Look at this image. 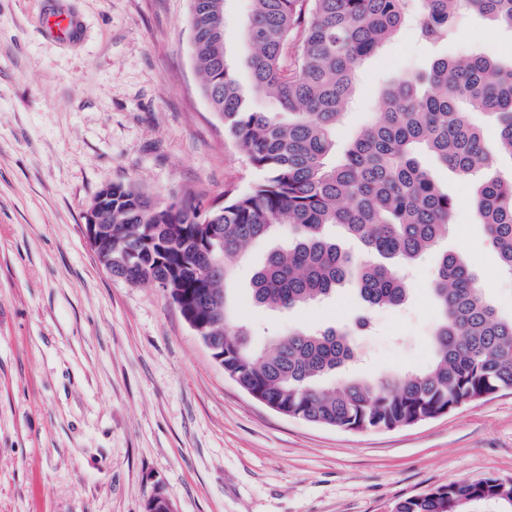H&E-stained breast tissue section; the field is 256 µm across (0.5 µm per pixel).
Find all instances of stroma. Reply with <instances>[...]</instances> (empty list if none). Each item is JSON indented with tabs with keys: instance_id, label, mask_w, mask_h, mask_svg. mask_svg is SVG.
Masks as SVG:
<instances>
[{
	"instance_id": "stroma-1",
	"label": "stroma",
	"mask_w": 512,
	"mask_h": 512,
	"mask_svg": "<svg viewBox=\"0 0 512 512\" xmlns=\"http://www.w3.org/2000/svg\"><path fill=\"white\" fill-rule=\"evenodd\" d=\"M45 0H0V512H146L158 492L175 512H388L398 499L451 482L512 478V391L414 426L348 432L280 415L212 359L163 289L111 276L84 233L108 181L156 202H211L254 177L201 91L190 0H55L78 21L59 41ZM248 0H227V57L248 73ZM512 59V34L470 12L447 51ZM430 51L405 29L357 73L336 129L345 143L370 123L388 79L422 72ZM460 200L447 247L471 265L487 301L512 314L501 271L466 200L512 174L495 156L470 179L435 168ZM267 239L232 259L230 303L270 335L350 325L351 288L305 308L254 307ZM434 258L407 273L408 298L355 336L342 377L425 368L439 312Z\"/></svg>"
}]
</instances>
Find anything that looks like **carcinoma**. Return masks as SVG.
Here are the masks:
<instances>
[{
  "label": "carcinoma",
  "instance_id": "cac0c4a2",
  "mask_svg": "<svg viewBox=\"0 0 512 512\" xmlns=\"http://www.w3.org/2000/svg\"><path fill=\"white\" fill-rule=\"evenodd\" d=\"M195 63L203 93L224 134L246 154L256 178L224 201L158 203L129 184L106 182L96 195L111 204L112 275L180 290L191 309L224 336V373L277 413L344 431L392 430L512 389V316L487 302L468 261L436 253L457 198L435 181L419 154L465 180L491 151L470 113L491 115L497 149L512 158V59L482 52L434 56L421 75H398L381 93L376 119L336 152V126L356 92V71L409 24L431 46L448 40L462 5L512 33V0H249V50L240 83L228 64L220 0H193ZM268 95L278 112H258ZM472 204L490 248L512 273V175L483 181ZM363 254L342 250L336 229ZM284 236L252 281L263 308L305 306L350 284L370 311L404 303L402 275L434 253L432 293L440 321L433 360L414 372L374 381L327 382L354 356L349 333L299 329L252 349L248 327L229 306V259L254 240ZM512 512V484L492 476L440 485L392 504L396 512Z\"/></svg>",
  "mask_w": 512,
  "mask_h": 512
}]
</instances>
